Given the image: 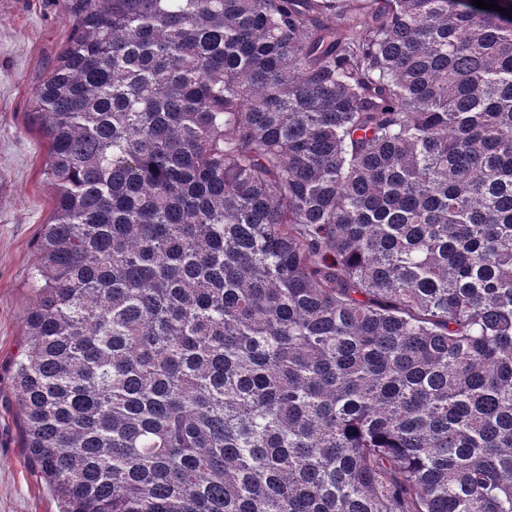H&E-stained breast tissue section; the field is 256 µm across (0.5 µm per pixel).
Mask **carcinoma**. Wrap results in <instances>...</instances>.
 <instances>
[{
	"label": "carcinoma",
	"instance_id": "obj_1",
	"mask_svg": "<svg viewBox=\"0 0 512 512\" xmlns=\"http://www.w3.org/2000/svg\"><path fill=\"white\" fill-rule=\"evenodd\" d=\"M74 0L13 381L61 512H512V0Z\"/></svg>",
	"mask_w": 512,
	"mask_h": 512
}]
</instances>
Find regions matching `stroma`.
I'll list each match as a JSON object with an SVG mask.
<instances>
[{
    "label": "stroma",
    "instance_id": "obj_1",
    "mask_svg": "<svg viewBox=\"0 0 512 512\" xmlns=\"http://www.w3.org/2000/svg\"><path fill=\"white\" fill-rule=\"evenodd\" d=\"M73 24L71 0H0V512L60 507L20 448L12 374L25 347L36 239L53 216L55 194L44 175L49 142L30 117L31 100Z\"/></svg>",
    "mask_w": 512,
    "mask_h": 512
}]
</instances>
